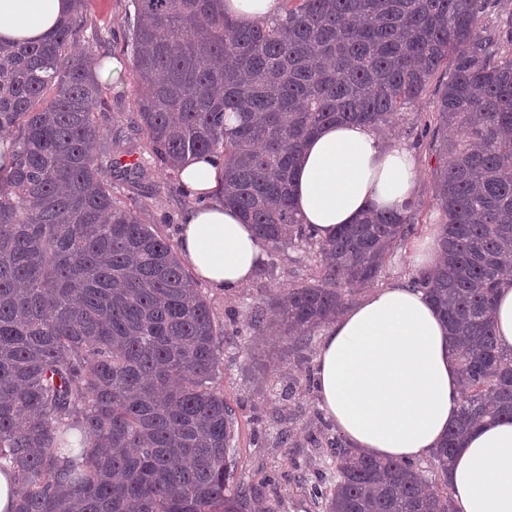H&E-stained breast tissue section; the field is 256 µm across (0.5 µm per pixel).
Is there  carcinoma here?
Here are the masks:
<instances>
[{
  "instance_id": "1",
  "label": "carcinoma",
  "mask_w": 512,
  "mask_h": 512,
  "mask_svg": "<svg viewBox=\"0 0 512 512\" xmlns=\"http://www.w3.org/2000/svg\"><path fill=\"white\" fill-rule=\"evenodd\" d=\"M239 27L218 0H132L133 71L151 158L224 163V205L271 259L315 251L318 276L251 308L299 354L414 231L412 202L321 242L300 223L290 183L320 127L395 123L443 63L433 125L450 163L435 173L438 265L418 271L459 366L457 420L418 460L383 459L320 433L336 480L311 486L323 512H457L448 469L462 440L512 421V353L494 329L512 264V13L489 0H283ZM79 13L30 45L0 43V473L21 484L8 512H251L232 482L234 417L210 305L170 240L112 196L109 139ZM54 87L52 99L43 93ZM236 124H227L228 118ZM458 130L448 138V127Z\"/></svg>"
}]
</instances>
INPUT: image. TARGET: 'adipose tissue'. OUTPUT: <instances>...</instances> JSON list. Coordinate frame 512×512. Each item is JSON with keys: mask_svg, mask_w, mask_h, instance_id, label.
<instances>
[{"mask_svg": "<svg viewBox=\"0 0 512 512\" xmlns=\"http://www.w3.org/2000/svg\"><path fill=\"white\" fill-rule=\"evenodd\" d=\"M240 26L275 17L283 0H223ZM73 0H0V41L39 42L72 9ZM417 172L398 140L369 127L328 124L307 142L292 181L298 217L316 240L328 241L365 210L401 209ZM184 190L207 203L189 210L179 249L195 277L215 288L247 286L265 259L251 225L214 194L224 166L188 159ZM320 407L347 444L382 458L418 459L437 448L457 415L458 366L446 326L422 291L400 282L375 289L331 323L314 372ZM448 480L458 512H512V421L470 433Z\"/></svg>", "mask_w": 512, "mask_h": 512, "instance_id": "obj_1", "label": "adipose tissue"}]
</instances>
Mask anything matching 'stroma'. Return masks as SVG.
Segmentation results:
<instances>
[{"instance_id": "1", "label": "stroma", "mask_w": 512, "mask_h": 512, "mask_svg": "<svg viewBox=\"0 0 512 512\" xmlns=\"http://www.w3.org/2000/svg\"><path fill=\"white\" fill-rule=\"evenodd\" d=\"M82 17V46L91 50L98 62L114 58L122 64L119 75L100 71L96 79L109 105L99 121L107 129L120 127L122 137L113 147L112 158L124 164L130 151L143 145L136 104L141 85L127 50L134 10L131 0H85ZM449 75L447 67H440L431 80L430 92L411 104L395 125L380 131L382 138H398L407 145L419 173L413 195L416 230L394 250L377 282L381 288L412 279L416 269L409 256L434 236L441 219L434 200V172L444 157L431 139H419L418 134L434 114L435 88L447 82ZM112 191L119 200L138 206L144 223L157 225L163 236L174 241L179 238L184 213L197 204L183 189L178 175L157 164L144 177L113 178ZM315 273L314 260L291 249L274 263L263 264L251 283L235 292L206 284L201 287L215 321L224 328L218 384L235 412L233 476L252 487L254 505L272 512H322L308 489L330 474L327 449L313 447L310 442L323 431L325 415L315 389L303 385L315 368L322 339L314 337L299 357L289 353L285 340L266 330L247 329L245 322L254 304L311 280ZM269 360L274 361L275 369L266 374L260 365ZM286 429L293 435L288 448L279 444V434Z\"/></svg>"}]
</instances>
